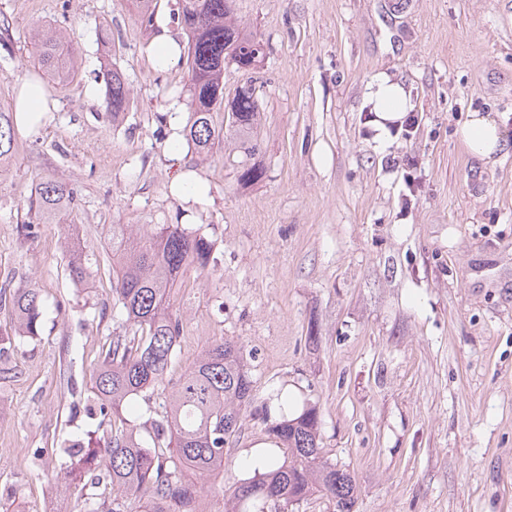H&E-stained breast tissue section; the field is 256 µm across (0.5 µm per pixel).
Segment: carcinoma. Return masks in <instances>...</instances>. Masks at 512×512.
<instances>
[{"mask_svg": "<svg viewBox=\"0 0 512 512\" xmlns=\"http://www.w3.org/2000/svg\"><path fill=\"white\" fill-rule=\"evenodd\" d=\"M134 5L140 25L154 28L158 0H134ZM173 19L187 36L190 79L185 92L192 112L188 140L198 154L206 156L223 135H229L242 155L238 182L246 185L261 180L265 169L252 161L259 151L258 99L243 93L224 133L216 130L213 121V113L224 105V65L233 61L255 69L264 54L260 41L238 22L235 0H178ZM28 40L38 65L59 83L66 82L75 66L66 33L35 22ZM103 79L105 111L115 120L129 108L130 82L114 65L105 67ZM14 160L13 113L0 109V174ZM74 206V193L66 184L43 181L29 199V221L22 228L51 224ZM212 250L207 237L179 224H164L155 233L143 234L129 224L112 225L113 294L126 314V332L112 337L93 374L94 393L101 400L99 413L108 419L111 433L103 440L70 448L77 461L65 476L67 487L77 489L83 481L95 480L99 461L108 462L112 496H103L94 512H130L133 499L146 500L148 512H196L199 488L186 474L207 475L224 468L227 445L243 420L242 407L251 401L252 380L242 346L229 339L215 341L175 383L166 384L182 331L181 317L171 303L172 288L186 269H205ZM90 268L89 254L70 251L68 271L73 282L90 277ZM10 304L19 336L38 335L41 311L36 289H18ZM148 392L163 398V416L154 423L152 446L145 447L135 433L116 421L127 399ZM268 432L288 449L287 459L235 486L224 512H243L248 501L271 512H289L314 495L327 498L337 512H351L355 480L349 471L325 459L319 446L316 408L275 422Z\"/></svg>", "mask_w": 512, "mask_h": 512, "instance_id": "carcinoma-1", "label": "carcinoma"}]
</instances>
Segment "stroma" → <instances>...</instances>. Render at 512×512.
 Returning <instances> with one entry per match:
<instances>
[{"mask_svg": "<svg viewBox=\"0 0 512 512\" xmlns=\"http://www.w3.org/2000/svg\"><path fill=\"white\" fill-rule=\"evenodd\" d=\"M264 44L263 119L243 186L224 149L198 162L184 135L185 62L157 70L129 0H0V108L34 72V21L67 30L78 56L57 102L16 136L0 176V512H92L100 487L63 493L76 441L109 433L92 374L125 316L112 294L110 236L164 224L201 230L206 270L174 290L183 324L169 380L215 340L244 348L253 399L224 469L198 478L197 512L252 477L256 446L292 392L317 406L320 445L357 486L354 512H512V153L487 166L455 131L469 112L512 136V0H236ZM133 87L120 122L104 110V56ZM385 72L410 89L414 126L379 140L365 105ZM192 173L206 193L171 190ZM76 206L21 229L43 178ZM78 233L90 278L68 276ZM37 289L39 334L10 320Z\"/></svg>", "mask_w": 512, "mask_h": 512, "instance_id": "stroma-1", "label": "stroma"}]
</instances>
